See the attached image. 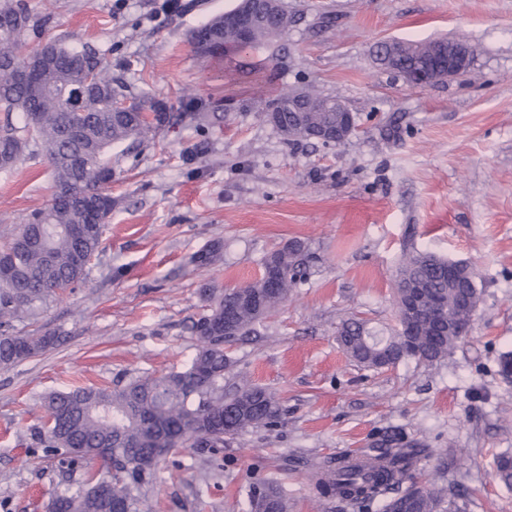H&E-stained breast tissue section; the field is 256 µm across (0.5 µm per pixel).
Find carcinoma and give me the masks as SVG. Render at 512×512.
I'll use <instances>...</instances> for the list:
<instances>
[{"mask_svg": "<svg viewBox=\"0 0 512 512\" xmlns=\"http://www.w3.org/2000/svg\"><path fill=\"white\" fill-rule=\"evenodd\" d=\"M22 20L14 33L0 35V170L13 171L26 154L44 152L53 169L54 186L74 191L71 203L50 201L35 211L29 221L0 242V260L11 275L0 279V319L31 315L56 296L62 285L85 282L88 265L99 251L106 230L104 220L112 211V196L101 187L112 179V167L104 162L112 145L135 139L153 125L141 116V99H132L130 112L112 111V98L123 95L124 85L107 76L96 52L77 51L54 44L49 62L33 58L34 78L46 87H74L83 83V73L93 65L98 69V86L83 92L79 107L69 110V101L60 96L35 95L17 82L15 73L26 60L27 36L38 26L24 0H0V15ZM210 35L208 55L234 43L231 33L220 28L219 18L199 28ZM429 52L427 43L398 44L391 70L400 74ZM22 114L23 123L12 114ZM336 121V113H281L288 136L304 139L302 127ZM301 243L288 244L270 253L263 261V278L244 287L245 295H224L217 288L204 287L206 313L192 326L200 345L183 371L164 377H137L113 388L74 386L44 399L45 422L35 432L44 448L76 455L80 460L97 459L116 465L121 473L112 477L108 489L90 476L73 493L52 498L54 512H113L122 503L126 512H148L142 495L154 480L160 463L158 448L183 446L207 425L220 428L200 441L204 448L224 444V431L241 433L248 428L272 424L281 414L280 404L266 389L243 383L224 393V370L231 363L224 352L243 336L256 331V324L288 295V289L302 279ZM422 282L437 304L415 316H398L399 328L383 344L369 343L368 331L357 320L346 321L337 339L344 351L359 364L377 369L407 358L433 363L448 356L471 324L479 294L471 271L462 268L456 280L448 279L447 260L431 253L417 252L401 267L397 284ZM467 283L469 304H460L456 282ZM233 316V333L224 334V308ZM49 331L17 336L0 333V366L10 367L53 345ZM379 447L381 461L374 465L336 460L319 482V494L327 499L351 503H382V512H439L442 504L431 489L416 481L402 489L400 484L416 467L422 454L420 443L396 444L385 435ZM500 481L512 486V456L497 460ZM278 512H288V499L281 487L265 481Z\"/></svg>", "mask_w": 512, "mask_h": 512, "instance_id": "carcinoma-1", "label": "carcinoma"}]
</instances>
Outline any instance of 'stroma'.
<instances>
[{
    "label": "stroma",
    "mask_w": 512,
    "mask_h": 512,
    "mask_svg": "<svg viewBox=\"0 0 512 512\" xmlns=\"http://www.w3.org/2000/svg\"><path fill=\"white\" fill-rule=\"evenodd\" d=\"M237 0H27L39 20L29 48L53 40L92 48L128 92L165 104L169 123L110 155L112 211L85 283L10 330L57 334L42 353L0 368V512H46L97 462L35 447L45 395L74 384L115 387L183 370L199 342L202 284L232 288L293 240L307 273L255 334L229 345L225 388L275 393L272 426L185 447L146 488L152 512H247L251 483L276 481L289 512H355L320 497L323 467L373 455L384 432L421 441L414 472L459 512H512L495 460L512 455V0H283L297 22L267 46L206 57L189 37ZM463 38L459 78L414 89L382 68L381 41ZM308 87L343 101L344 144L287 142L256 103ZM210 119L181 115L188 100ZM53 191L44 154L0 174V233L26 223ZM221 242L218 262L193 256ZM466 264L480 302L445 359L368 369L339 345L337 326L364 321L387 337L403 257Z\"/></svg>",
    "instance_id": "stroma-1"
}]
</instances>
